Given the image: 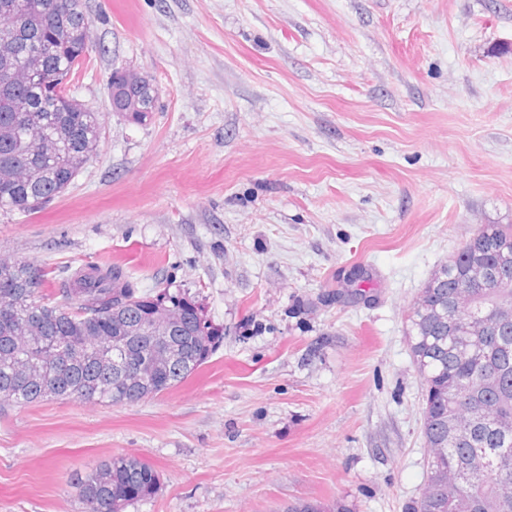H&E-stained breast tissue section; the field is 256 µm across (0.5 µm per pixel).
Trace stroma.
Masks as SVG:
<instances>
[{
  "mask_svg": "<svg viewBox=\"0 0 512 512\" xmlns=\"http://www.w3.org/2000/svg\"><path fill=\"white\" fill-rule=\"evenodd\" d=\"M68 81L98 152L0 256L121 266L194 297L224 341L134 404H0V512H83L134 455L127 512H405L426 483L408 315L480 224H512V0H84ZM158 90L135 123L112 73ZM125 78L126 70H117L112 73V108L114 112H126L124 109L126 97L124 93L128 90L123 88ZM150 82L147 77H144L142 85L138 87L137 95L139 97V108L134 109L133 112L124 113L129 120L143 122L149 116V112H154V92L156 99L155 105L157 103L158 92L154 86H152V89ZM118 92H121L120 96H117ZM160 488V476L149 464L128 455L114 456L97 464L76 486L86 512H124Z\"/></svg>",
  "mask_w": 512,
  "mask_h": 512,
  "instance_id": "obj_1",
  "label": "stroma"
}]
</instances>
